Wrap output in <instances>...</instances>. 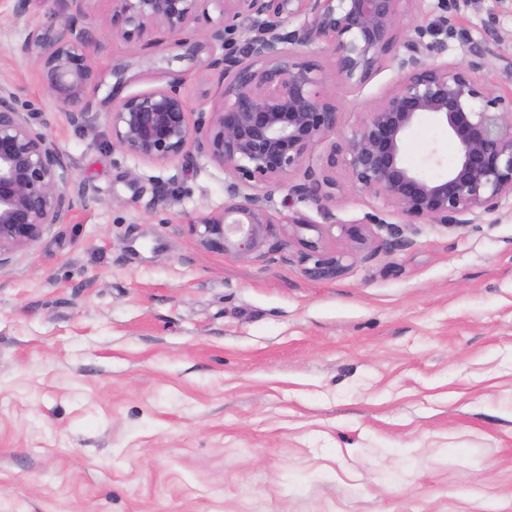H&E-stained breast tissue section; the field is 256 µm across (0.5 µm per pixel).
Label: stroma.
<instances>
[{
    "label": "stroma",
    "instance_id": "stroma-1",
    "mask_svg": "<svg viewBox=\"0 0 512 512\" xmlns=\"http://www.w3.org/2000/svg\"><path fill=\"white\" fill-rule=\"evenodd\" d=\"M480 76L503 85L512 0H456ZM67 0H0V81L38 108L85 200L0 265V512H512V204L495 223L414 224L409 247L351 255L308 277L287 226L260 257L199 248L189 216L224 206V170L204 156L146 162L112 144L104 112L72 126L15 46L68 16ZM95 65H131L125 94L164 86L162 57L103 36ZM335 93L339 130L398 80L381 67ZM439 164H431V157ZM403 159L428 176L455 160L446 126L422 116ZM165 201H158V194ZM392 209L336 172V216Z\"/></svg>",
    "mask_w": 512,
    "mask_h": 512
}]
</instances>
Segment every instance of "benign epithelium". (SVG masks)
<instances>
[{
    "instance_id": "1",
    "label": "benign epithelium",
    "mask_w": 512,
    "mask_h": 512,
    "mask_svg": "<svg viewBox=\"0 0 512 512\" xmlns=\"http://www.w3.org/2000/svg\"><path fill=\"white\" fill-rule=\"evenodd\" d=\"M91 2L68 0L61 28H36L15 50L37 59L48 96L72 124L102 109L112 145L134 158L171 162L195 151L224 169L232 182L223 210L186 217L188 233L206 251L257 258L272 224L296 234L315 228L317 238H298L304 273L340 275L345 254L324 245L336 226L329 202L336 199L338 164L352 190L382 200L406 224H471L512 198V87L494 91L480 83L486 51L474 48L472 59L449 63L448 46L426 40L455 29L452 17H442L436 30L416 29L405 52L393 55L404 0H112V37L143 56L168 43L181 50L176 58L207 72L221 98L207 116L191 109L183 71H168L162 87L124 96L128 65L117 63L111 91L96 99L102 76L90 50L102 44ZM314 47L349 89L383 65L399 76L357 129L331 143L317 170L306 160L339 133V112L322 67L309 57ZM425 114L447 126L456 151L455 163L437 178L402 156L404 139ZM69 181V162L34 122V110L12 84L0 82V264L38 241L47 226L68 223L76 205ZM274 188L287 189L290 207L313 205L325 225L297 210L275 220ZM374 224L387 227L388 237L376 235ZM340 228L366 258L407 245L401 230L377 214Z\"/></svg>"
}]
</instances>
